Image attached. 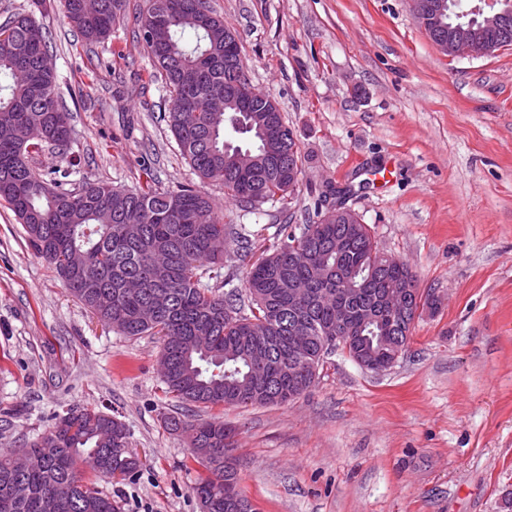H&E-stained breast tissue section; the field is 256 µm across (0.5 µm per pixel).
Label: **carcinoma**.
Masks as SVG:
<instances>
[{
    "mask_svg": "<svg viewBox=\"0 0 512 512\" xmlns=\"http://www.w3.org/2000/svg\"><path fill=\"white\" fill-rule=\"evenodd\" d=\"M43 0L0 25V200L23 225L31 248L65 281L71 293L105 325L129 337H162L161 382L168 393L203 408L282 405L310 390L325 356L336 349L380 372L405 351L415 328L417 299L439 307L432 292L419 294L415 273L380 254L369 225L323 219V203L304 210L302 223L283 224L277 244L259 248L243 287L224 277L223 223L208 195L192 187L163 190L148 181L132 190L102 180L53 178L34 169V153L60 147L57 128L71 126L59 102L57 75L46 33L36 18ZM127 0H62L72 26L90 44L103 43L120 24ZM207 0H147L140 37L151 66L169 92L166 121L182 158L203 181L249 206L286 204L288 169L302 158L281 112H211L204 87L244 80L243 67L224 68V21L200 22L195 5ZM169 20L167 41L153 44L145 30L159 16ZM484 40L512 46V8L491 27L463 28ZM44 129L39 141L20 144L16 127ZM276 155L253 169L224 162L236 149ZM349 240L336 252V240ZM229 287L223 295L210 283ZM408 308L394 317L383 296L406 285ZM350 310L347 330H336V304ZM173 430L190 431L189 461L206 471L195 487L208 512H238L245 502L234 464L224 459L234 431L222 418L187 422L164 418ZM142 467L129 448L126 426L91 408H69L37 435L25 457L0 454V512H120L97 480L115 471L131 478ZM91 472L93 477L85 476Z\"/></svg>",
    "mask_w": 512,
    "mask_h": 512,
    "instance_id": "1",
    "label": "carcinoma"
}]
</instances>
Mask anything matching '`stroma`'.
Returning a JSON list of instances; mask_svg holds the SVG:
<instances>
[{"label":"stroma","mask_w":512,"mask_h":512,"mask_svg":"<svg viewBox=\"0 0 512 512\" xmlns=\"http://www.w3.org/2000/svg\"><path fill=\"white\" fill-rule=\"evenodd\" d=\"M238 35L246 75L275 97L302 173L292 204L253 210L204 189L225 223L277 242L327 186L380 250L411 266L437 312L415 324L388 370L335 350L309 392L281 406L225 410L238 487L257 512H502L512 492V46L451 59L407 0H208ZM144 0L110 39L85 42L47 0L59 93L71 113L66 154L45 172L135 188L200 183L162 120L168 94L138 36ZM162 341L101 323L31 249L0 202V449L23 448L71 407L117 417L144 466L102 482L121 512H201L191 414L164 391Z\"/></svg>","instance_id":"1"}]
</instances>
